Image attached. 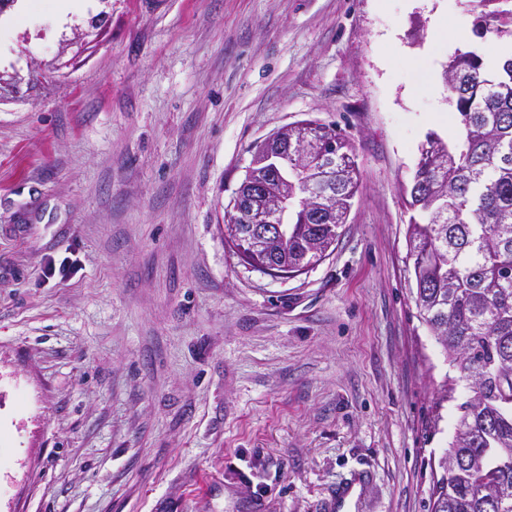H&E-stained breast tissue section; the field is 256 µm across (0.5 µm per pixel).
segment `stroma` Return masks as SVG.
Here are the masks:
<instances>
[{"instance_id": "stroma-1", "label": "stroma", "mask_w": 512, "mask_h": 512, "mask_svg": "<svg viewBox=\"0 0 512 512\" xmlns=\"http://www.w3.org/2000/svg\"><path fill=\"white\" fill-rule=\"evenodd\" d=\"M472 0H52L0 13V512H430L459 383L411 299L405 201L447 136L432 15ZM303 120L355 147L327 256L274 278L224 208ZM69 260L68 276L48 263Z\"/></svg>"}]
</instances>
